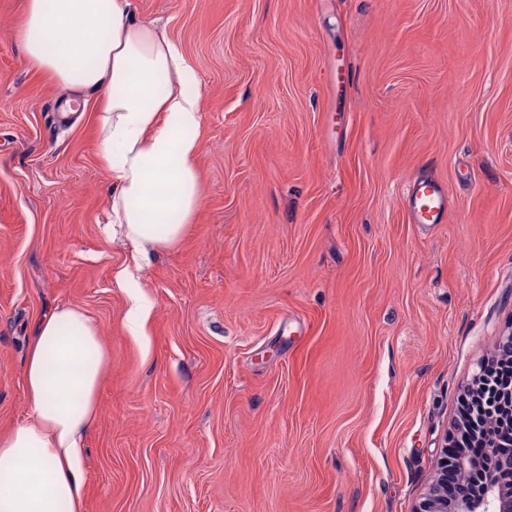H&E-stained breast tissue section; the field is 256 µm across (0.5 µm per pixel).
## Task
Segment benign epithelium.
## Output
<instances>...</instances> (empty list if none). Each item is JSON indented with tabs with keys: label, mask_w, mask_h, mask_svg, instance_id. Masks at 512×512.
<instances>
[{
	"label": "benign epithelium",
	"mask_w": 512,
	"mask_h": 512,
	"mask_svg": "<svg viewBox=\"0 0 512 512\" xmlns=\"http://www.w3.org/2000/svg\"><path fill=\"white\" fill-rule=\"evenodd\" d=\"M493 391L495 416L512 426V388L502 389L495 385ZM481 466V459L471 456L466 450L450 459L448 448L442 447L433 484L413 512H512V493L504 492L503 482L491 476L477 495L463 489L452 497L448 496V469L472 473Z\"/></svg>",
	"instance_id": "obj_1"
}]
</instances>
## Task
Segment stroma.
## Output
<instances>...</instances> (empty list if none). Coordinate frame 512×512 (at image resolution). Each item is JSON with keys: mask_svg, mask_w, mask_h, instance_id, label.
I'll use <instances>...</instances> for the list:
<instances>
[{"mask_svg": "<svg viewBox=\"0 0 512 512\" xmlns=\"http://www.w3.org/2000/svg\"><path fill=\"white\" fill-rule=\"evenodd\" d=\"M198 76L201 204L137 266L98 97L0 0V437L26 342L82 309L107 354L82 512H413L512 329V0H132ZM448 220L410 224L415 178ZM153 303L126 326L124 272Z\"/></svg>", "mask_w": 512, "mask_h": 512, "instance_id": "stroma-1", "label": "stroma"}]
</instances>
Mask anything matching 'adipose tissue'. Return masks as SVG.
<instances>
[{"label": "adipose tissue", "instance_id": "obj_1", "mask_svg": "<svg viewBox=\"0 0 512 512\" xmlns=\"http://www.w3.org/2000/svg\"><path fill=\"white\" fill-rule=\"evenodd\" d=\"M18 37L30 66L100 93L99 154L111 222L139 261L176 245L200 206L202 103L178 45L129 0H27ZM106 362L80 309L52 310L26 344L30 417L0 437V512H81L84 440Z\"/></svg>", "mask_w": 512, "mask_h": 512}]
</instances>
